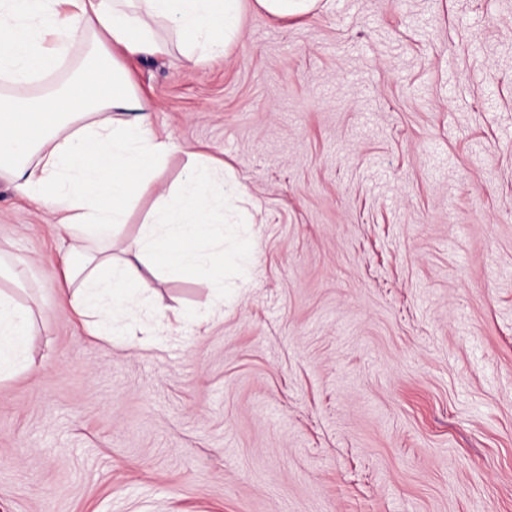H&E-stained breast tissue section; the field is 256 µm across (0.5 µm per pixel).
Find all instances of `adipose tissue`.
<instances>
[{"mask_svg": "<svg viewBox=\"0 0 512 512\" xmlns=\"http://www.w3.org/2000/svg\"><path fill=\"white\" fill-rule=\"evenodd\" d=\"M243 0H0V176L40 203L69 247L62 302L78 315L119 323L141 310L150 259L219 290L205 248L223 249L213 219L216 187L207 159L164 200L159 225H147L133 257L115 259L112 238L132 192L131 173L149 174L177 147L152 121L113 50L131 56L167 52L159 29L185 38L187 58L220 56L241 32ZM82 44V59L69 55ZM34 315L0 292V380L29 363ZM119 335H127L121 327Z\"/></svg>", "mask_w": 512, "mask_h": 512, "instance_id": "obj_1", "label": "adipose tissue"}]
</instances>
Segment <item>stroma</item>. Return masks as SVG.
Wrapping results in <instances>:
<instances>
[{
	"label": "stroma",
	"instance_id": "35a3bbf8",
	"mask_svg": "<svg viewBox=\"0 0 512 512\" xmlns=\"http://www.w3.org/2000/svg\"><path fill=\"white\" fill-rule=\"evenodd\" d=\"M199 64L123 57L179 142L244 186L224 294L159 269L161 343L60 302L50 217L0 181V290L32 365L0 381V512H512V0H320Z\"/></svg>",
	"mask_w": 512,
	"mask_h": 512
}]
</instances>
